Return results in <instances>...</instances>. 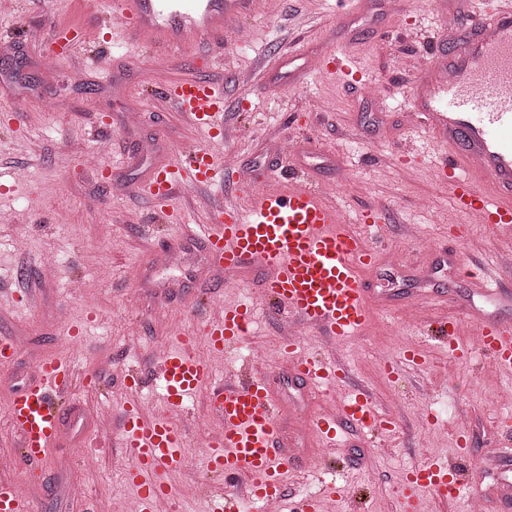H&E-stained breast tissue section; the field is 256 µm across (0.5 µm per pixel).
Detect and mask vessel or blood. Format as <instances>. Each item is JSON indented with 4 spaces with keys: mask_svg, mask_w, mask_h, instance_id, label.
I'll use <instances>...</instances> for the list:
<instances>
[{
    "mask_svg": "<svg viewBox=\"0 0 512 512\" xmlns=\"http://www.w3.org/2000/svg\"><path fill=\"white\" fill-rule=\"evenodd\" d=\"M253 11V0H108L103 8L96 0L87 4L91 23L115 28L124 44L149 47L158 59L201 49L211 63L226 46L227 31ZM49 42L54 59L63 63L79 39L75 30L54 28ZM300 59L297 53L280 56L266 67L267 82L296 84L306 74ZM415 85L414 126L446 147L434 168L437 182L451 189L456 207L477 223L496 231L512 227V0H500L490 16L474 11L470 27L450 30L441 41L438 65L420 73ZM162 96L189 126L209 137L190 151L187 163L160 166L138 187L157 204L159 222L179 224L181 211L169 206L177 192L224 178V160L211 147L212 140L227 137L224 91L195 76L169 86ZM384 220L381 210L372 209L362 214L359 228H350L314 187L277 184L250 189L247 205L211 206L207 223L190 233L204 239L214 269L228 275L261 270L262 294L272 308L333 342L359 335L373 323L364 272L375 255L369 238L381 233ZM505 269L496 256L470 279L481 296L501 302L507 295L498 275ZM255 318L256 309L248 302L225 307L218 316L205 314L197 331L177 332L150 372L131 373L130 391H138L143 375H151L169 410L154 419L146 418L133 401L121 410L123 445L132 455L125 478L142 512H157L160 501L171 495L164 473L186 464L184 434L169 415L201 392L223 425L222 434L204 450L208 469L238 487L235 494L207 498V512H257L262 503L282 501L286 481L299 464L287 450L269 370L254 366L224 382L212 377L213 359L237 348ZM420 325L425 334L443 338L462 365L470 362L471 351L458 335L461 326H468L482 354L512 377V322L475 313L465 324L426 316ZM199 334L208 342L209 358L193 350ZM280 355L302 385L342 384L348 378L340 359L306 352L302 338H285ZM79 384L90 386L89 376L66 359L49 357L11 395L7 417L18 443L8 456H0V512H33L32 500L16 492L15 472L49 456L63 425L61 406ZM395 425L394 418L380 411L371 390L360 385L336 409L317 416L310 429L322 446L332 448L344 429L373 432ZM406 480L410 489L431 491L442 504L473 502L484 495L478 473L443 460L414 466Z\"/></svg>",
    "mask_w": 512,
    "mask_h": 512,
    "instance_id": "obj_1",
    "label": "vessel or blood"
}]
</instances>
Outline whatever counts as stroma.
<instances>
[{
	"label": "stroma",
	"instance_id": "1",
	"mask_svg": "<svg viewBox=\"0 0 512 512\" xmlns=\"http://www.w3.org/2000/svg\"><path fill=\"white\" fill-rule=\"evenodd\" d=\"M86 0H0V339L15 342L18 357L0 369V434L8 433L6 402L28 382L32 362L59 356L80 372L100 380L101 389L77 390L66 410V427L41 470L24 475L35 512H127L135 493L123 481L128 453L122 443L119 406L131 395L130 367L152 363L175 330L193 329L199 304L254 302L257 318L249 338L227 357L215 359L217 379L239 370L259 353L273 362L272 388L289 405L288 429L303 470L288 486L297 496L320 494L336 485L340 497L325 500L322 512H349L353 501L368 512H445L428 492L411 493L401 482L417 462L437 457L455 463L456 412L470 414L474 458L479 466L488 452L501 455L502 471L512 479V377L497 374L482 354L464 369L440 341L419 336L407 323L414 296L446 293L430 316L456 318L468 309L486 314L512 313V300L486 302L458 272L461 264L484 265L501 248V238L457 210L446 188L433 180L440 150L431 137L411 130L407 113L418 72L434 58L427 47L443 26L446 13L459 11L460 0H264V9L244 21L250 36L239 48L229 35L221 62L205 76L224 89V123L231 132L224 151L233 165L224 184L190 186L173 200L193 223L204 221L203 206L223 199L241 175L266 181L281 178L289 160L278 145L307 136L329 150L311 174L322 183L345 223L360 213L382 209L386 243L367 276L374 288L369 307L374 325L341 343L313 332L308 349L338 353L356 381L372 391L381 410L397 415L390 436L369 442L352 431L336 448L333 470H315L326 456L309 424L321 410L346 396L344 388H304L277 363L280 340L289 320L271 314L260 292V270L207 294L218 273L210 267L200 239H188L175 224L153 223L154 204L134 190L153 170L177 159L178 150L201 144L161 89L190 77L178 60L159 61L147 49L116 47L87 32L85 49L72 58L82 68V84H64L59 67L49 64L50 24L83 26ZM335 50L352 70L371 78L374 94L339 77L315 71L298 89L265 84L258 59L275 60L295 51L321 54ZM106 67H99L98 57ZM145 95L139 123L125 121L128 96ZM112 143V179L100 181L78 164L74 147H94L100 134ZM177 241L181 267L155 263L170 241ZM56 256L46 267V253ZM35 293L37 305L26 303ZM79 325L82 335L69 347L65 331ZM420 348L423 369L393 381L385 372L406 344ZM137 397L146 416L166 412L157 382L145 381ZM112 408L110 439L99 436L92 419ZM432 424H424L426 414ZM174 422L186 433L184 469L165 475L173 495L172 512H206L204 488L223 491V482L206 468L201 447L220 430L204 395H196ZM82 485V501L70 503L65 483Z\"/></svg>",
	"mask_w": 512,
	"mask_h": 512
}]
</instances>
